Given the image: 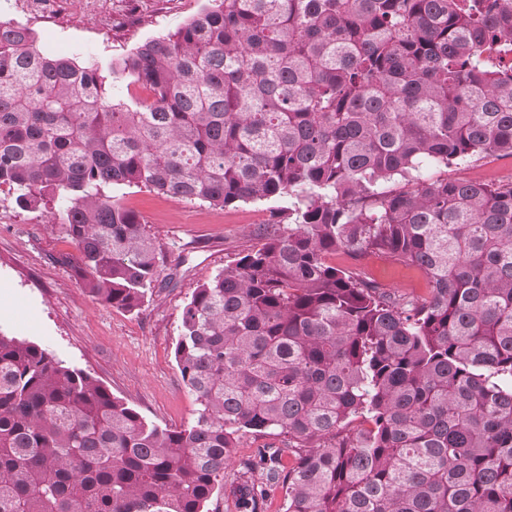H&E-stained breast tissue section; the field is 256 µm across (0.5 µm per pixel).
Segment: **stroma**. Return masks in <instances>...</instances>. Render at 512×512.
Masks as SVG:
<instances>
[{"mask_svg": "<svg viewBox=\"0 0 512 512\" xmlns=\"http://www.w3.org/2000/svg\"><path fill=\"white\" fill-rule=\"evenodd\" d=\"M83 12L58 25L36 28L37 46L49 56L80 64L111 62L141 43L175 31L208 7V0H85ZM125 16L106 30L104 15ZM449 176L491 183L512 180V158L495 154L452 167ZM113 195L145 221L164 255L163 273L140 310L126 312L99 302L81 287L60 255L73 247L57 224L63 208L51 198L36 211L21 210L15 195L0 191V333L36 343L72 367L99 379L113 395L149 421L179 428L191 421L195 401L174 359L182 308L193 291L225 265L263 243L271 203L210 207L160 196L146 188L116 187ZM342 268L362 271L399 294H428L424 273L373 255L357 261L339 252ZM279 436L240 439L234 463L208 504L209 512H238L236 490L244 460H257Z\"/></svg>", "mask_w": 512, "mask_h": 512, "instance_id": "obj_1", "label": "stroma"}]
</instances>
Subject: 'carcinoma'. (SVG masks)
Masks as SVG:
<instances>
[{
  "label": "carcinoma",
  "mask_w": 512,
  "mask_h": 512,
  "mask_svg": "<svg viewBox=\"0 0 512 512\" xmlns=\"http://www.w3.org/2000/svg\"><path fill=\"white\" fill-rule=\"evenodd\" d=\"M511 53L512 0H212L122 58L139 91L116 101L99 65L0 20V187L65 203L60 261L101 303L138 309L163 265L109 189L279 202L182 310L185 426L0 333V512H208L248 434L288 439L290 467L245 463L284 512H512V182L445 174L512 157ZM330 261L338 267L362 271L398 294L426 295L430 290L429 280L424 273L414 267L394 263L384 256L373 255L357 261L344 252H337L330 257Z\"/></svg>",
  "instance_id": "1"
}]
</instances>
